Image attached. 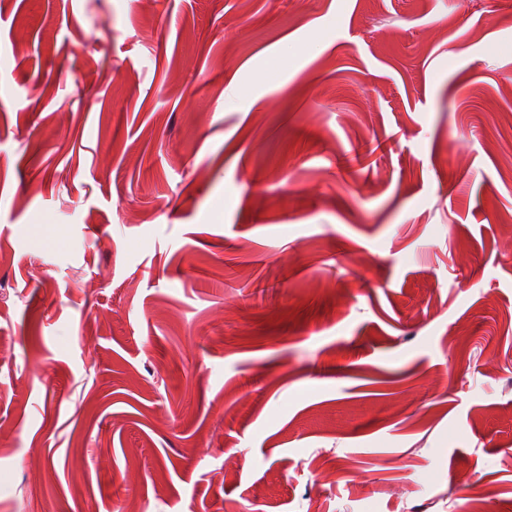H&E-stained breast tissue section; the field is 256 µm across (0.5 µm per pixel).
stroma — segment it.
<instances>
[{
    "label": "stroma",
    "instance_id": "stroma-1",
    "mask_svg": "<svg viewBox=\"0 0 512 512\" xmlns=\"http://www.w3.org/2000/svg\"><path fill=\"white\" fill-rule=\"evenodd\" d=\"M511 229L512 0H0V512H512Z\"/></svg>",
    "mask_w": 512,
    "mask_h": 512
}]
</instances>
